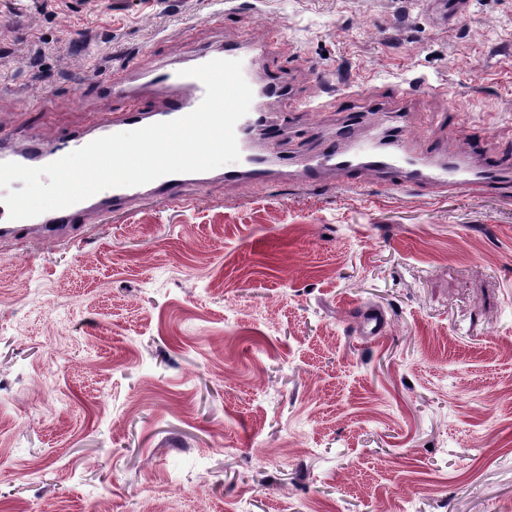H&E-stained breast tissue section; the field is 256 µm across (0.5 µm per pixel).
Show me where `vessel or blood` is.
I'll use <instances>...</instances> for the list:
<instances>
[{
  "label": "vessel or blood",
  "instance_id": "vessel-or-blood-1",
  "mask_svg": "<svg viewBox=\"0 0 512 512\" xmlns=\"http://www.w3.org/2000/svg\"><path fill=\"white\" fill-rule=\"evenodd\" d=\"M216 57L241 60L245 79H252L256 58L243 46L227 47L214 54L196 53L191 64L196 67ZM146 88L164 93V102L158 110L150 111L144 106L142 91ZM108 89L112 97L124 102L123 112L102 121L89 132L53 139L30 137L18 154L6 150V138L1 135L0 160L25 166L41 160L50 163L97 138L123 132L126 127L141 128L178 119L196 109L205 95L199 79L182 76L178 69L166 67L147 72L132 67L113 73ZM368 123L366 114L347 113L337 132L325 135L321 146L302 158L298 164L302 178L312 183L354 185L359 179L372 176L392 190L427 184L441 196L461 191H512L511 167L473 166L471 155L463 146L449 148L446 161L425 165L408 149L400 131L389 129L380 137L368 135L364 132ZM273 142L269 136L264 145L241 148L239 167L226 172V179L262 182L272 178L269 146ZM208 178L205 172L166 175L140 186L106 189L68 208L23 220L9 219L6 206L0 203V238L17 235H34L46 240L66 238L74 225L84 223L91 212L110 213L138 198H158L176 206L184 202L183 189L187 184ZM385 326L384 313L368 309L361 316L359 330L361 335L376 337L383 335Z\"/></svg>",
  "mask_w": 512,
  "mask_h": 512
}]
</instances>
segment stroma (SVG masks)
I'll list each match as a JSON object with an SVG mask.
<instances>
[{
    "label": "stroma",
    "mask_w": 512,
    "mask_h": 512,
    "mask_svg": "<svg viewBox=\"0 0 512 512\" xmlns=\"http://www.w3.org/2000/svg\"><path fill=\"white\" fill-rule=\"evenodd\" d=\"M249 42L319 102L275 106L295 156L370 108L512 162V0H0V132L86 131L113 72ZM184 192L0 240V512H512V196ZM386 326L385 314L378 309H368L361 315L359 330L362 336H382Z\"/></svg>",
    "instance_id": "35a3bbf8"
}]
</instances>
